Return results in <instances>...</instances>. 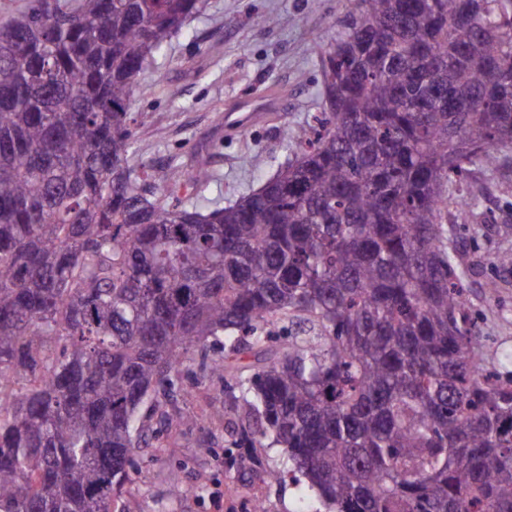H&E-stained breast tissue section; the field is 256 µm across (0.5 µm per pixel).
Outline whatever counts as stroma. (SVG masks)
<instances>
[{"label": "stroma", "mask_w": 512, "mask_h": 512, "mask_svg": "<svg viewBox=\"0 0 512 512\" xmlns=\"http://www.w3.org/2000/svg\"><path fill=\"white\" fill-rule=\"evenodd\" d=\"M345 0H205L165 53L138 78L133 165L162 180L178 168L179 198L203 194L228 204L257 190L290 157L295 130L317 113L321 68L317 45L342 15ZM264 26H256V18ZM213 180L197 188L198 164ZM457 192L472 198L463 258L479 265L470 300L490 341L486 357L512 355V269L498 256L512 252V160L478 169ZM225 380L182 374L172 411L200 422L164 428L160 457H138L130 487L147 512H249L259 492L267 512H311L307 489L263 482L250 460L227 466L231 409ZM186 487L171 495L173 485Z\"/></svg>", "instance_id": "obj_1"}]
</instances>
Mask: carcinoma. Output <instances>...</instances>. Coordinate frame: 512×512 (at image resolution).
Wrapping results in <instances>:
<instances>
[{"label":"carcinoma","instance_id":"obj_1","mask_svg":"<svg viewBox=\"0 0 512 512\" xmlns=\"http://www.w3.org/2000/svg\"><path fill=\"white\" fill-rule=\"evenodd\" d=\"M320 112L211 206L130 165L129 100L203 0H26L0 23V512H144L179 375L326 512H512V371L486 361L453 186L512 152V0H346ZM149 405L150 413L141 408Z\"/></svg>","mask_w":512,"mask_h":512}]
</instances>
